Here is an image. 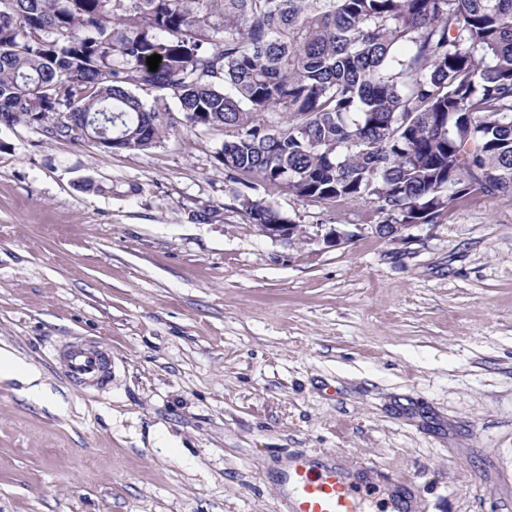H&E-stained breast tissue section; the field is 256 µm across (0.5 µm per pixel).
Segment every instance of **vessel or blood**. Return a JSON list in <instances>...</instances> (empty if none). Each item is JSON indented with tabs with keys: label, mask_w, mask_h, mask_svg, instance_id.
Masks as SVG:
<instances>
[{
	"label": "vessel or blood",
	"mask_w": 512,
	"mask_h": 512,
	"mask_svg": "<svg viewBox=\"0 0 512 512\" xmlns=\"http://www.w3.org/2000/svg\"><path fill=\"white\" fill-rule=\"evenodd\" d=\"M64 369L73 383L102 390L112 383V356L109 352L68 343L63 351ZM291 495L284 502L283 512H362L363 500L356 487L333 466L314 472L306 463H298L286 475Z\"/></svg>",
	"instance_id": "1"
}]
</instances>
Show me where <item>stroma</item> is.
I'll use <instances>...</instances> for the list:
<instances>
[{"label":"stroma","instance_id":"stroma-1","mask_svg":"<svg viewBox=\"0 0 512 512\" xmlns=\"http://www.w3.org/2000/svg\"><path fill=\"white\" fill-rule=\"evenodd\" d=\"M223 144L0 126V348L45 386L0 376V512H279L297 459L378 480L368 512H512V196L393 241L371 204L277 194L313 239H272ZM73 337L110 390L64 378Z\"/></svg>","mask_w":512,"mask_h":512}]
</instances>
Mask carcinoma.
Segmentation results:
<instances>
[{
    "label": "carcinoma",
    "mask_w": 512,
    "mask_h": 512,
    "mask_svg": "<svg viewBox=\"0 0 512 512\" xmlns=\"http://www.w3.org/2000/svg\"><path fill=\"white\" fill-rule=\"evenodd\" d=\"M18 123L139 151L222 128L248 189L433 224L512 193V0H0V124ZM247 215L286 221L265 198Z\"/></svg>",
    "instance_id": "carcinoma-1"
}]
</instances>
